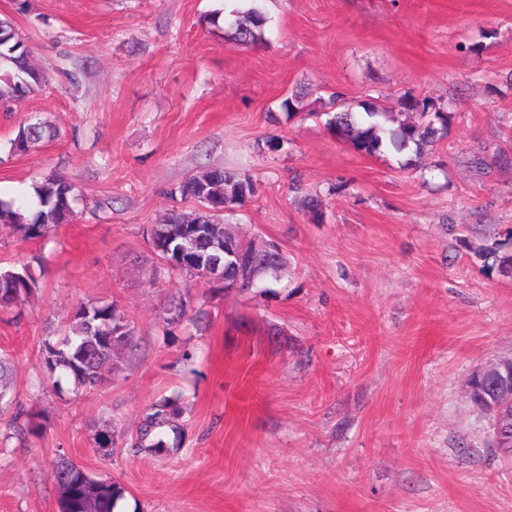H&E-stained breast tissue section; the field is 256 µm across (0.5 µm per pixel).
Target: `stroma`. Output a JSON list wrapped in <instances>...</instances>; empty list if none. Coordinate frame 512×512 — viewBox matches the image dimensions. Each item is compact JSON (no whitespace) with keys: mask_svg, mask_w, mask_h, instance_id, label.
Wrapping results in <instances>:
<instances>
[{"mask_svg":"<svg viewBox=\"0 0 512 512\" xmlns=\"http://www.w3.org/2000/svg\"><path fill=\"white\" fill-rule=\"evenodd\" d=\"M235 3L0 0L46 76L0 110V197L52 172L79 194L49 242L0 235L2 267L48 256L21 320L0 316L16 401L42 424L23 442L0 418V512H58L62 457L121 483L119 512H512V456L467 389L512 355V277L475 253L512 254V0H260L257 44L211 24ZM296 91L308 118L281 117ZM336 91L390 112L430 98L448 134L412 169L359 155L319 117ZM37 117L58 136L10 153ZM269 137L282 150L260 152ZM212 167L257 186L224 221L283 250L268 294L149 277L151 226L193 211L173 190ZM187 293L200 322L167 336L157 316ZM91 300L130 316L135 355L95 389L35 392L42 337ZM175 390L184 451H126ZM105 422L111 458L94 447Z\"/></svg>","mask_w":512,"mask_h":512,"instance_id":"1","label":"stroma"}]
</instances>
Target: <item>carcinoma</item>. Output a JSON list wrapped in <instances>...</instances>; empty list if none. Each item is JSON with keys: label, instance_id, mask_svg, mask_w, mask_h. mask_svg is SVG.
Listing matches in <instances>:
<instances>
[{"label": "carcinoma", "instance_id": "carcinoma-1", "mask_svg": "<svg viewBox=\"0 0 512 512\" xmlns=\"http://www.w3.org/2000/svg\"><path fill=\"white\" fill-rule=\"evenodd\" d=\"M231 20L224 21V35L236 43L254 44L263 39L269 18L251 0L245 9L229 11ZM0 103L22 98L35 92L44 84V75L31 59L28 41L16 28L9 16L0 17ZM344 94L334 92L327 106L325 126L339 141L345 142L360 155L374 156L386 152L401 155L408 150L415 156L434 147L440 142L448 127L451 113L437 106L433 101L407 95L400 99L403 113H414L415 121L398 120L393 113L385 112L374 102L360 103L356 111L343 101ZM287 117L301 116L306 106L301 96H288L281 102ZM56 127L47 120L38 119L18 127L11 139V150L24 152L29 147L54 139ZM36 200L17 203L0 199V232L19 233L25 239L43 240L51 237L54 229L61 224L75 220L76 194L74 185L59 175H49L33 185ZM182 198L196 204L193 214L173 211L150 229L156 241L163 240V234L191 231L202 228L206 231L205 241L227 240L243 243L224 224V211L241 206L255 193L254 183L239 174L223 168H212L188 178L179 186ZM47 257L37 255L33 262L0 268V311H7L24 301L37 285L32 264L41 267ZM286 258L280 247L270 244V250L259 260L261 274L246 280L240 290H248L269 278L276 279L284 268ZM164 308H174L177 318L167 320L159 317L165 329H170L190 320L191 305L184 298L171 300ZM136 327L127 314L113 302L88 301L74 308L67 316L63 332L59 336L42 337L39 346L40 365L43 375L59 388L62 384L72 390L92 389L105 378L104 371L118 369L115 358L118 351H133ZM471 401L475 407L486 410L487 400L492 398V388L484 380L471 375ZM15 397L10 385L9 359L0 355V413L14 408ZM183 406L178 393L164 396L152 403L142 415L139 430L131 441L134 452L145 451L152 455L168 457L179 453L184 447ZM96 446L105 449L102 457L114 455L115 442L109 429L95 433ZM51 478L59 488L70 490L73 512H83L84 495L100 485L103 491L98 495L96 512H114L126 490L119 482L90 476L78 464L69 459L55 462Z\"/></svg>", "mask_w": 512, "mask_h": 512}]
</instances>
